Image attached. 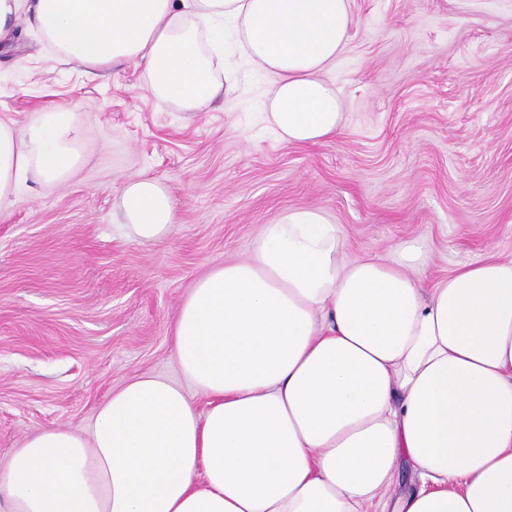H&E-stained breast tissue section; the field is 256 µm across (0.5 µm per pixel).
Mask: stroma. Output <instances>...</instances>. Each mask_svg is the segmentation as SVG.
Masks as SVG:
<instances>
[{"label": "stroma", "mask_w": 512, "mask_h": 512, "mask_svg": "<svg viewBox=\"0 0 512 512\" xmlns=\"http://www.w3.org/2000/svg\"><path fill=\"white\" fill-rule=\"evenodd\" d=\"M330 77L345 129L316 146L263 132L266 83L233 34L228 101L187 116L140 91L142 71L90 72L19 24L0 47V123L73 112L82 159L0 208V462L32 433L89 430L127 379L184 383L172 323L196 278L248 256L261 225L316 207L352 258L422 238L432 287L458 264L512 258V0H350ZM171 192L156 244L122 229L125 181Z\"/></svg>", "instance_id": "35a3bbf8"}]
</instances>
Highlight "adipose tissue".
Returning <instances> with one entry per match:
<instances>
[{"label": "adipose tissue", "instance_id": "1", "mask_svg": "<svg viewBox=\"0 0 512 512\" xmlns=\"http://www.w3.org/2000/svg\"><path fill=\"white\" fill-rule=\"evenodd\" d=\"M21 19L66 61L141 67L144 90L189 113L228 96L233 31L269 79L280 141L343 129L325 75L350 0H0V44ZM82 139L58 109L21 132L0 124V206L26 180L67 179ZM119 207L141 243L176 222L153 179H127ZM424 256L415 238L391 259H352L321 209L282 212L175 316L176 359L206 410L177 384L131 379L89 434L38 430L0 464L7 512H512V259L425 288ZM403 464L421 484L398 495Z\"/></svg>", "mask_w": 512, "mask_h": 512}]
</instances>
